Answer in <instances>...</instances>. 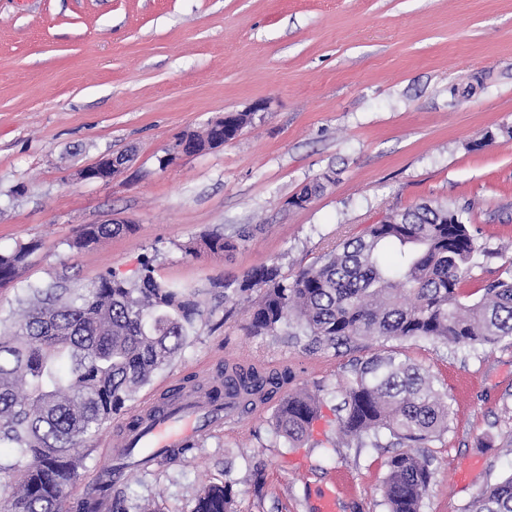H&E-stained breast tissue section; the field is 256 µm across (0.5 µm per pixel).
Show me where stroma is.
<instances>
[{"label": "stroma", "mask_w": 512, "mask_h": 512, "mask_svg": "<svg viewBox=\"0 0 512 512\" xmlns=\"http://www.w3.org/2000/svg\"><path fill=\"white\" fill-rule=\"evenodd\" d=\"M228 112L252 122L224 145L168 159L177 138ZM512 0H0V251L39 248L0 287V319L32 286L88 288L107 270L196 289L204 318L172 364L126 404L174 380L216 378L227 359L288 365L317 395L310 435L289 447L277 402L242 429L211 434L175 462L133 472L128 512H193L202 485L232 483L236 512H384L388 448H359L337 426L360 363L389 354L421 367L450 407L428 444L434 477L421 512H463L512 474V338L469 350L366 339L306 351L251 336L245 302L217 281L278 262L309 265L394 210L438 199L462 209L482 249L465 294L512 273ZM495 140L478 150L486 132ZM128 155L109 181L81 169ZM331 174L303 208L300 189ZM134 229L76 251L88 224ZM250 238L229 255H185L208 233Z\"/></svg>", "instance_id": "obj_1"}]
</instances>
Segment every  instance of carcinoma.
Returning a JSON list of instances; mask_svg holds the SVG:
<instances>
[{"label": "carcinoma", "instance_id": "obj_1", "mask_svg": "<svg viewBox=\"0 0 512 512\" xmlns=\"http://www.w3.org/2000/svg\"><path fill=\"white\" fill-rule=\"evenodd\" d=\"M250 121L251 113L232 112L192 137L203 152ZM324 189L321 181L309 183L291 205L303 208ZM132 231L131 224H88L71 247L82 250ZM246 238L207 234L183 251L226 255ZM38 248L31 243L0 253V284L17 278ZM480 251L463 211L425 200L366 226L292 276L272 263L218 287L226 299L232 294L249 302L243 325L248 334L291 328L313 351L375 337L486 348L512 337V277L483 285L478 300L463 302L462 285ZM203 316L196 292L161 280L148 257L133 281L109 272L81 292L57 284L29 288L18 316L0 329V446L15 453L13 462L0 461V473L16 476L15 483L0 484V512H98L101 500L121 501L110 479L74 496L84 466L74 450L87 447L173 360ZM292 379L289 369L259 362L226 365L224 389L213 386L206 395L254 407ZM341 395L340 434L358 448H379L387 433L397 448L387 462L386 512H421L433 476L423 448L448 430L444 394L421 368L388 355L362 362ZM317 413L315 395L290 391L274 416L275 430L295 446L308 436ZM194 512H236L232 485L205 486ZM463 512H512V475L481 491Z\"/></svg>", "mask_w": 512, "mask_h": 512}]
</instances>
